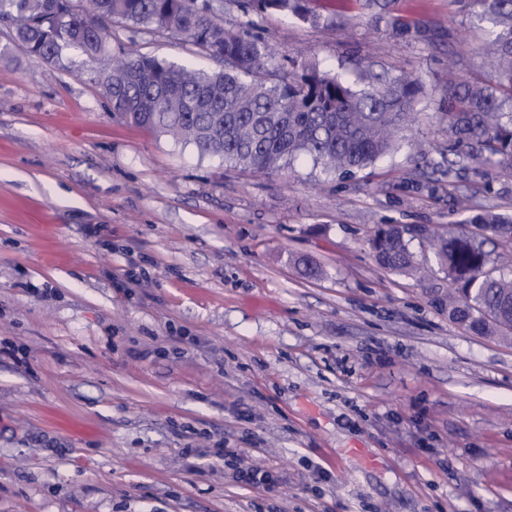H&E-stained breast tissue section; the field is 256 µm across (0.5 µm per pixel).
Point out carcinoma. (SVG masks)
I'll use <instances>...</instances> for the list:
<instances>
[{"mask_svg":"<svg viewBox=\"0 0 512 512\" xmlns=\"http://www.w3.org/2000/svg\"><path fill=\"white\" fill-rule=\"evenodd\" d=\"M72 0H0V23L13 27L12 44L33 59L59 63L75 48L89 59L112 56L102 79L112 119L193 145L202 155L256 173H270L307 156L328 172L351 174L393 151L421 93L409 77L367 75L355 88L316 67L292 64L288 77L266 66V42L224 27L208 0H91L72 12ZM488 24L487 77L448 86V171L464 159L512 158V0H470ZM275 10L317 25L299 0H274ZM132 35L147 30L181 36L223 64L198 72L146 54L112 53V24ZM201 97L184 109L185 99ZM474 224L486 235L468 229ZM415 237L397 224L376 227L369 239L376 262L404 275L421 272L411 251ZM487 241L512 249V217L492 210L467 224L437 228L428 246L446 272L448 319L470 321L472 332L512 343V277L495 267Z\"/></svg>","mask_w":512,"mask_h":512,"instance_id":"obj_1","label":"carcinoma"}]
</instances>
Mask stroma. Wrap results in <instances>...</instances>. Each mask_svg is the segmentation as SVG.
Wrapping results in <instances>:
<instances>
[{
    "label": "stroma",
    "mask_w": 512,
    "mask_h": 512,
    "mask_svg": "<svg viewBox=\"0 0 512 512\" xmlns=\"http://www.w3.org/2000/svg\"><path fill=\"white\" fill-rule=\"evenodd\" d=\"M380 2L309 0L324 26L224 13L280 74L422 84L400 147L350 176L113 121L109 58L38 62L0 26V512H512V346L435 306L436 261L407 277L368 242L512 214V160L445 173L446 88L485 76L486 35L454 0ZM129 46L221 68L114 27ZM219 439L269 482L191 456Z\"/></svg>",
    "instance_id": "35a3bbf8"
}]
</instances>
